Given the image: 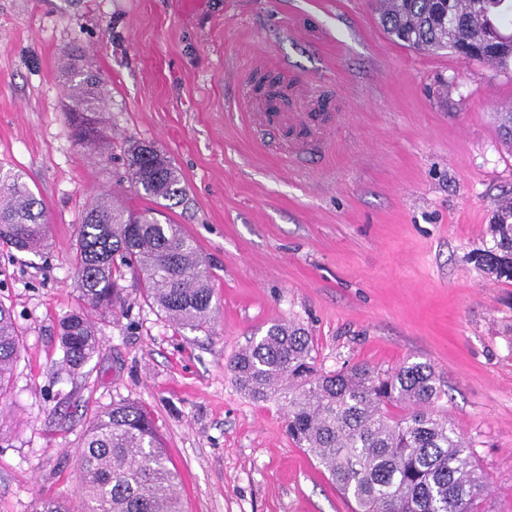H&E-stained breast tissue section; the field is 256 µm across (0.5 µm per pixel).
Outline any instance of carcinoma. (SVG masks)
I'll use <instances>...</instances> for the list:
<instances>
[{"instance_id": "cac0c4a2", "label": "carcinoma", "mask_w": 512, "mask_h": 512, "mask_svg": "<svg viewBox=\"0 0 512 512\" xmlns=\"http://www.w3.org/2000/svg\"><path fill=\"white\" fill-rule=\"evenodd\" d=\"M379 24L393 40L423 51L447 49L466 62L512 71V0H374ZM498 37L489 39V31ZM67 116L79 145L103 149L106 137L85 115L107 110L97 76L68 62ZM126 179L153 201L139 211L117 206L109 193L85 210L74 247L77 286L90 311L122 301L117 264L142 273V294L168 321L206 332L217 310L210 275L182 225L161 219L166 202L185 192L180 174L159 149H127ZM490 240L473 260L484 275L512 281V199L498 204ZM0 246L40 252L46 246L41 199L16 173L0 168ZM61 363L76 371L99 350L89 311L59 324ZM22 333L0 302V399L8 396ZM238 388L255 401L283 402L288 436L326 471L352 512H485L484 477L476 451L447 415L428 362L409 359L392 371L366 363L325 370L314 341L296 323H274L228 363ZM81 512H183L181 476L151 413L134 402L96 412L77 451ZM35 512H71L66 501L41 499Z\"/></svg>"}]
</instances>
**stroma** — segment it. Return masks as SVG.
<instances>
[{"label": "stroma", "mask_w": 512, "mask_h": 512, "mask_svg": "<svg viewBox=\"0 0 512 512\" xmlns=\"http://www.w3.org/2000/svg\"><path fill=\"white\" fill-rule=\"evenodd\" d=\"M74 48L112 94L107 156L66 115ZM265 76L285 97L275 113ZM511 104L512 73L392 42L371 0H0V167L40 195L47 237L39 253L0 248V302L23 334L0 401V512L42 496L79 508L81 433L120 400L151 410L185 512H349L282 404L253 401L225 368L278 321L305 327L327 370L429 362L439 410L475 443L485 512H512V283L470 259L512 195ZM136 141L182 177L166 214L206 261L218 310L209 332L179 328L121 268L100 349L68 374L58 332L85 305L82 211L104 191L151 205L124 178Z\"/></svg>", "instance_id": "obj_1"}]
</instances>
